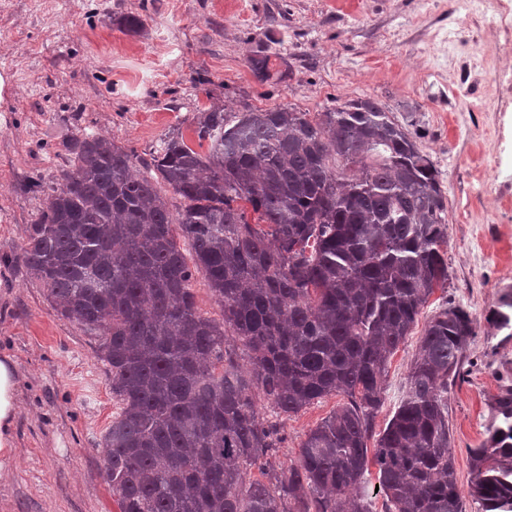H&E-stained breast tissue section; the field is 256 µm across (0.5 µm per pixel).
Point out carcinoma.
<instances>
[{
    "instance_id": "cac0c4a2",
    "label": "carcinoma",
    "mask_w": 512,
    "mask_h": 512,
    "mask_svg": "<svg viewBox=\"0 0 512 512\" xmlns=\"http://www.w3.org/2000/svg\"><path fill=\"white\" fill-rule=\"evenodd\" d=\"M194 124L207 153L180 132L150 153L177 211L133 173L132 152L83 131L20 248L56 313L101 337L119 403L103 435L119 512H374L359 492L372 465L383 512H467L469 500L512 512L511 387L469 449L468 495L457 484L448 394L476 336L462 307L430 318L396 411L374 427L391 357L448 285L445 196L429 154L370 98L315 116L216 107ZM199 276L221 323L196 306ZM492 323L512 336L511 300ZM330 394L347 402L308 432L288 470H269L279 419Z\"/></svg>"
}]
</instances>
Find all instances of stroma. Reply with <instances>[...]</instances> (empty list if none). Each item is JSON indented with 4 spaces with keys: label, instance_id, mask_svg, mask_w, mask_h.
Listing matches in <instances>:
<instances>
[{
    "label": "stroma",
    "instance_id": "35a3bbf8",
    "mask_svg": "<svg viewBox=\"0 0 512 512\" xmlns=\"http://www.w3.org/2000/svg\"><path fill=\"white\" fill-rule=\"evenodd\" d=\"M512 0L466 16L454 0H0V357L20 383L15 456L0 469V512H119L102 474L117 404L98 340L54 311L19 253L86 131L149 158L171 133L206 153L194 118L289 105L318 113L375 99L430 154L445 195L448 286L436 290L389 365L377 427L395 411L416 344L451 303L475 320L468 375L449 415L460 489L491 403L512 386V337L488 320L512 294ZM135 15L141 28L127 30ZM486 58L473 79L466 60ZM265 60L258 80L250 61ZM470 96L452 97L459 86ZM344 401L328 395L284 420L271 458L293 464L309 429Z\"/></svg>",
    "mask_w": 512,
    "mask_h": 512
}]
</instances>
